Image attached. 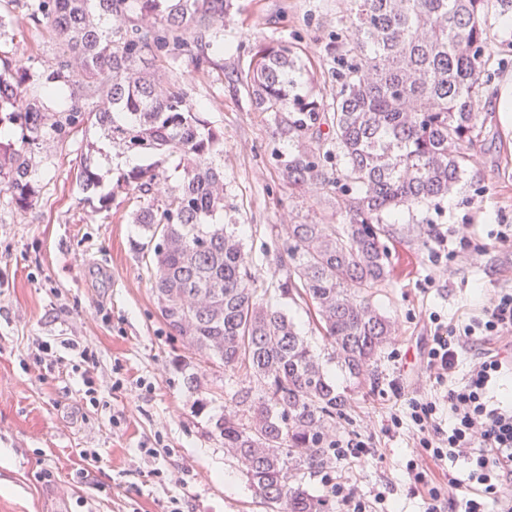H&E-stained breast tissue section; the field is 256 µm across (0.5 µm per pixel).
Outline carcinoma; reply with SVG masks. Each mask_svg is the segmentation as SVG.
Here are the masks:
<instances>
[{"label":"carcinoma","instance_id":"cac0c4a2","mask_svg":"<svg viewBox=\"0 0 512 512\" xmlns=\"http://www.w3.org/2000/svg\"><path fill=\"white\" fill-rule=\"evenodd\" d=\"M228 2L32 0L30 18L48 25L61 55L37 77L22 66L0 73V179L16 205L30 207L29 159L10 131H25L30 144L61 131L46 124L35 79L49 95L83 90L71 112L97 136L80 160L83 192L100 184V139L122 154L179 158L175 186L160 160L115 185L138 202L134 248L157 309L185 349L224 368L233 409L214 432L260 502L270 512H330L329 496L309 492L304 477L330 462L349 398L280 299L310 302L329 360L358 388L374 382L394 333L375 300L391 281L384 240L403 210L448 196L475 164L495 50L492 0H344L341 32L323 47L336 80L329 98L288 97L297 48L257 47L244 85L275 137L292 142L276 154L281 177L302 195L336 188L341 218L282 225L286 241L268 278L244 249L243 225L213 222L224 209L223 135L179 82L145 67L147 57L223 26Z\"/></svg>","mask_w":512,"mask_h":512}]
</instances>
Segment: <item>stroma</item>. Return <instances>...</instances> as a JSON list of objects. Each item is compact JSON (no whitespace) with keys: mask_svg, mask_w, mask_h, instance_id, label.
<instances>
[{"mask_svg":"<svg viewBox=\"0 0 512 512\" xmlns=\"http://www.w3.org/2000/svg\"><path fill=\"white\" fill-rule=\"evenodd\" d=\"M25 2L0 0L10 17L0 58L42 72L54 67L59 45L44 23L29 18ZM231 3L218 32L223 53H208L197 66L191 45L160 68L163 78L186 83L190 102L223 132L224 221L245 225L246 249L261 263L282 246L279 225L337 217L325 197H303L283 182L275 155L292 146L274 138L242 79L258 44L286 41L298 47L302 64L295 93L334 94L321 50L340 28L342 0ZM490 34L500 52L483 90L493 118L477 164L447 198L401 214L388 244L394 277L377 297L398 333L377 361L373 386L352 394L348 417L336 427L337 435L367 442L371 453L332 459L307 478L314 493L344 477L365 500L384 495L388 512L426 510L406 472L419 444L410 424L390 428V416H406L408 400L432 389L433 317L469 323L499 288L512 285V244L498 239L503 225H512V112L498 109L501 92L512 93V27L495 19ZM86 140L84 124L76 123L33 148L34 206L20 209L0 189V512H166L173 498L184 512H266L211 427L229 406L212 396L223 374L172 336L132 248L137 202L113 186L120 172L152 158L102 162L101 192L112 197L104 210L77 182ZM459 224L469 227L465 248L453 234ZM410 225L426 231L429 249L409 243ZM43 341L53 354L41 360ZM85 348L94 354L96 406L83 398ZM189 367L204 374L194 393L183 380ZM145 445L157 446V459L143 456ZM84 448L97 449L98 461L86 463ZM156 467L169 479L152 476Z\"/></svg>","mask_w":512,"mask_h":512,"instance_id":"obj_1","label":"stroma"}]
</instances>
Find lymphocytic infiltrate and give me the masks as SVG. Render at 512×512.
Here are the masks:
<instances>
[{
    "label": "lymphocytic infiltrate",
    "mask_w": 512,
    "mask_h": 512,
    "mask_svg": "<svg viewBox=\"0 0 512 512\" xmlns=\"http://www.w3.org/2000/svg\"><path fill=\"white\" fill-rule=\"evenodd\" d=\"M512 337V287L500 289L479 318L456 328L437 323L427 368L438 386L410 399L408 415L422 449L406 469L413 487L428 493L427 512H512V404L495 400L494 390L512 363L499 354L481 357L467 377L453 382L459 359L471 342ZM449 426H441V416ZM463 459L464 477L449 475L447 485L433 484L429 467Z\"/></svg>",
    "instance_id": "obj_1"
}]
</instances>
